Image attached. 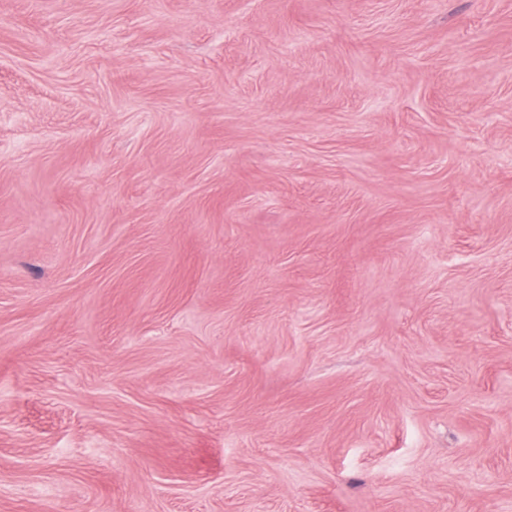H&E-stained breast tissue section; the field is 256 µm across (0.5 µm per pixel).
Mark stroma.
<instances>
[{"label":"stroma","instance_id":"1","mask_svg":"<svg viewBox=\"0 0 512 512\" xmlns=\"http://www.w3.org/2000/svg\"><path fill=\"white\" fill-rule=\"evenodd\" d=\"M0 512H512V0H0Z\"/></svg>","mask_w":512,"mask_h":512}]
</instances>
